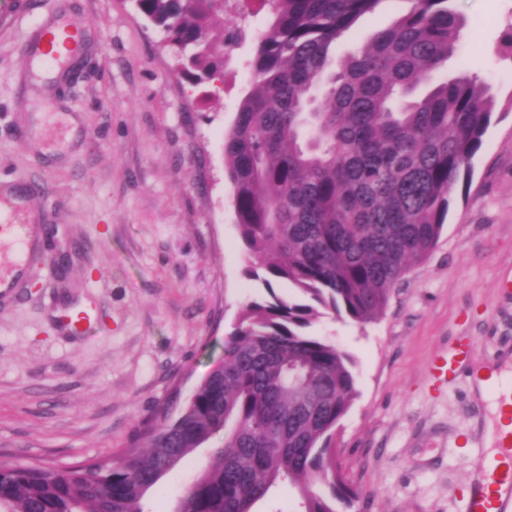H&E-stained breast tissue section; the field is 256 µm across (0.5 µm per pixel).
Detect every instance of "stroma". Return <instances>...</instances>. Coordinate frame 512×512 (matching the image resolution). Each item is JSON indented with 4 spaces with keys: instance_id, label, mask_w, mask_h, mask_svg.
I'll list each match as a JSON object with an SVG mask.
<instances>
[{
    "instance_id": "35a3bbf8",
    "label": "stroma",
    "mask_w": 512,
    "mask_h": 512,
    "mask_svg": "<svg viewBox=\"0 0 512 512\" xmlns=\"http://www.w3.org/2000/svg\"><path fill=\"white\" fill-rule=\"evenodd\" d=\"M462 15L451 75L491 81L495 117L459 183L438 243L393 289L378 320L326 314L311 334L355 359L357 395L336 428V463L357 512H466L467 480L489 450L491 404L476 369L512 358V60L499 46L512 0H455ZM406 8L385 0L341 39L354 52ZM265 0H242L224 26L246 36L218 79L192 85L135 0H0V187L39 184L42 239L19 288L0 294V455L62 469L123 450L138 427L178 414L224 353L245 274L224 134L251 83ZM44 22L83 30L58 78L16 47ZM70 251L60 271L54 258ZM91 309V330L60 328ZM471 343L453 381L429 375L437 353ZM206 448L147 495L174 512Z\"/></svg>"
}]
</instances>
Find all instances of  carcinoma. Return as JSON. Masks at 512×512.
Instances as JSON below:
<instances>
[{
	"label": "carcinoma",
	"instance_id": "cac0c4a2",
	"mask_svg": "<svg viewBox=\"0 0 512 512\" xmlns=\"http://www.w3.org/2000/svg\"><path fill=\"white\" fill-rule=\"evenodd\" d=\"M267 2L253 81L224 133L247 275L267 297L244 306L180 413L145 423L119 454L64 469L1 458L0 512H146L147 493L218 436L174 512H255L280 485L300 493L297 512L353 505L333 437L357 395L354 359L308 329L326 311L359 324L381 315L440 237L496 97L476 75L433 81L464 26L452 0H404L339 60L341 37L384 0ZM137 5L182 75L220 71L224 0ZM278 282L295 295H277Z\"/></svg>",
	"mask_w": 512,
	"mask_h": 512
}]
</instances>
